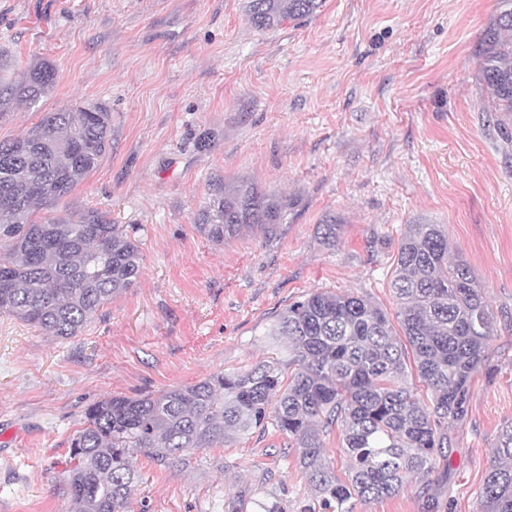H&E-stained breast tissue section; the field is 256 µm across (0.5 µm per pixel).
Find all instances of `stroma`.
<instances>
[{"instance_id":"35a3bbf8","label":"stroma","mask_w":512,"mask_h":512,"mask_svg":"<svg viewBox=\"0 0 512 512\" xmlns=\"http://www.w3.org/2000/svg\"><path fill=\"white\" fill-rule=\"evenodd\" d=\"M244 0H0V50L50 61L53 89L0 123L105 105L101 164L57 206L127 225L141 275L77 336L0 314V512H68L72 437L107 396L137 398L279 354L267 332L314 290L393 306L407 225L440 224L497 334L449 429L448 512H476L512 420V119L498 125L474 56L497 0H323L257 31ZM288 199L273 235L216 244L195 215L215 178ZM336 227L327 240L324 225ZM274 430L135 455L131 512H303L312 491Z\"/></svg>"}]
</instances>
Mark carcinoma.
<instances>
[{"label":"carcinoma","mask_w":512,"mask_h":512,"mask_svg":"<svg viewBox=\"0 0 512 512\" xmlns=\"http://www.w3.org/2000/svg\"><path fill=\"white\" fill-rule=\"evenodd\" d=\"M322 0H245L247 21L271 30L316 14ZM491 111L512 113V0H498L476 48ZM44 59L16 67L0 53V123L53 88ZM111 115L102 105L45 112L34 126L0 139V313L48 336H75L140 276L137 241L106 211L83 209L37 222L105 156ZM288 201L242 179L213 180L196 224L214 243L270 235ZM394 310L364 296L316 290L288 305L268 335L288 339L286 375L277 362L213 374L139 398L108 396L86 412L72 439L68 512H128L138 452L175 464L272 426L295 449L317 506L357 512L361 502L397 496L411 475L428 478L423 512H441L430 489L448 480V428L463 424L470 379L496 335L482 289L462 259L448 261L439 224H409L390 281ZM418 378L430 397L422 399ZM336 430L344 476L325 455ZM478 512H512V421L500 429Z\"/></svg>","instance_id":"carcinoma-1"}]
</instances>
